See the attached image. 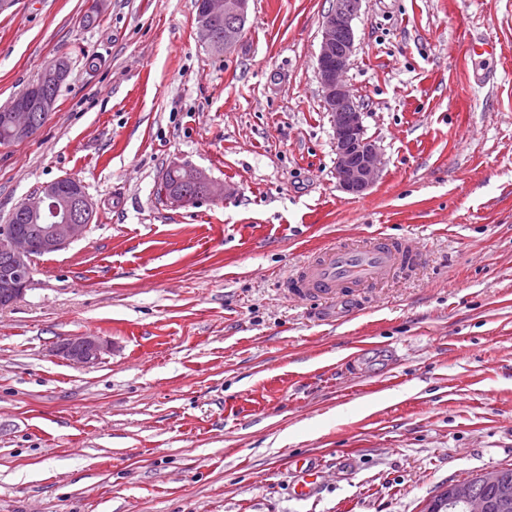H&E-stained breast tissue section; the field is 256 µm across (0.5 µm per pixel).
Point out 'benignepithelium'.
I'll use <instances>...</instances> for the list:
<instances>
[{"label": "benign epithelium", "mask_w": 512, "mask_h": 512, "mask_svg": "<svg viewBox=\"0 0 512 512\" xmlns=\"http://www.w3.org/2000/svg\"><path fill=\"white\" fill-rule=\"evenodd\" d=\"M362 0H333L322 21V37L317 65L323 105L333 124L336 154V179L340 189L351 195H362L379 178L382 158L375 141L366 136L363 113L355 104L343 74L356 51L353 20ZM249 0H198L196 33L203 43L224 41L231 48L244 32ZM225 17L230 23L224 33L216 35L214 23ZM68 66L59 60L46 68L44 80L58 83L65 78ZM56 99L50 96H22L13 112L7 115L12 138H29L35 119L54 111ZM31 224L23 232H0V308L19 300L31 281V259L34 252L49 255L65 249L87 230L94 215V204L83 182L64 177L41 187L18 205ZM60 354L74 365H90L109 351L108 342L97 336H72L59 344ZM494 491L495 500L479 492ZM512 509V481L499 468L484 470L471 478L450 482L429 499L423 512H509Z\"/></svg>", "instance_id": "benign-epithelium-1"}]
</instances>
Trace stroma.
I'll list each match as a JSON object with an SVG mask.
<instances>
[{
    "label": "stroma",
    "instance_id": "35a3bbf8",
    "mask_svg": "<svg viewBox=\"0 0 512 512\" xmlns=\"http://www.w3.org/2000/svg\"><path fill=\"white\" fill-rule=\"evenodd\" d=\"M331 5L250 0L221 53L195 0L0 10V107L69 62L0 145V224L63 176L95 205L0 309V512H422L512 465V0H362L344 81L383 169L360 196L316 78ZM175 164L221 196L172 206ZM378 232L413 239L410 279L286 296L313 252ZM80 334L99 363L57 355ZM68 66L65 60H59L51 64L43 72L44 80L48 83H55L52 86L42 82L41 76L38 80L28 87L27 91L33 94L50 93L57 97L60 82L67 74ZM25 92V93H26ZM22 96L14 109L6 119L11 129L12 138L16 141H22L29 138L34 129L35 119L38 114L42 117H48L55 109L56 99L50 96L42 95ZM42 112V113H37ZM60 354L74 365H90L109 351L108 342L97 336H72L59 344ZM319 473L315 467L303 462L298 469V479L294 486L295 494L299 497H309L317 488Z\"/></svg>",
    "mask_w": 512,
    "mask_h": 512
}]
</instances>
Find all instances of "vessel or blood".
Here are the masks:
<instances>
[{"label":"vessel or blood","instance_id":"b4317fda","mask_svg":"<svg viewBox=\"0 0 512 512\" xmlns=\"http://www.w3.org/2000/svg\"><path fill=\"white\" fill-rule=\"evenodd\" d=\"M420 260L409 238L375 236L358 245L321 249L310 261L287 273L282 281L296 300H332L348 288H360L391 278L407 279ZM318 484L315 467L301 464L294 492L309 497Z\"/></svg>","mask_w":512,"mask_h":512}]
</instances>
